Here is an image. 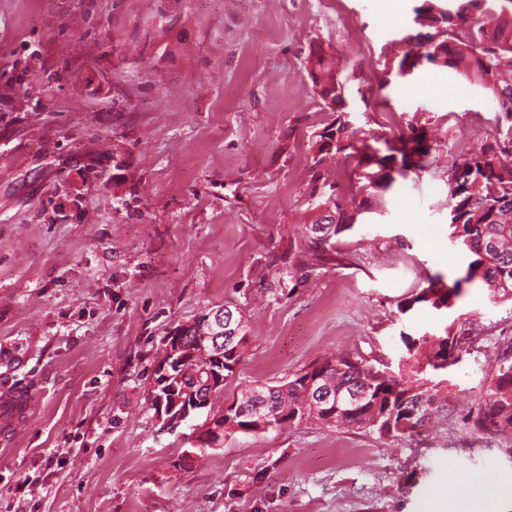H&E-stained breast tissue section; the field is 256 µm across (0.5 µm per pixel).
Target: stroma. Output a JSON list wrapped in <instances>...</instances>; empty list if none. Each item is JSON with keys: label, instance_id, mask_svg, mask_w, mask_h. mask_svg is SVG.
Returning <instances> with one entry per match:
<instances>
[{"label": "stroma", "instance_id": "obj_1", "mask_svg": "<svg viewBox=\"0 0 512 512\" xmlns=\"http://www.w3.org/2000/svg\"><path fill=\"white\" fill-rule=\"evenodd\" d=\"M422 3L0 0V388L28 400L0 432V512H512V438L465 421L512 344V301L479 285L451 313L477 341L419 434L303 423L188 458L146 400L163 336L216 305L248 319L228 400L331 354L395 371L402 334L440 331L397 304L464 274L448 174L497 105L424 59L387 75ZM313 51L347 64L354 144L412 123L432 148L358 214L343 266L304 278L280 258L305 245L310 143L333 118Z\"/></svg>", "mask_w": 512, "mask_h": 512}]
</instances>
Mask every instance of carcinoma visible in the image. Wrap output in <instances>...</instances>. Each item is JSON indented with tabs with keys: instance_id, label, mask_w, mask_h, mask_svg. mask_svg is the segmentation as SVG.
I'll return each mask as SVG.
<instances>
[{
	"instance_id": "1",
	"label": "carcinoma",
	"mask_w": 512,
	"mask_h": 512,
	"mask_svg": "<svg viewBox=\"0 0 512 512\" xmlns=\"http://www.w3.org/2000/svg\"><path fill=\"white\" fill-rule=\"evenodd\" d=\"M416 14L434 29L415 36L417 44L424 48L422 56L489 91L498 103V111L493 138L464 155L448 176L449 227L472 254L465 277L447 285L443 276L435 275L426 287L399 302L398 309L406 313L416 305H425L444 313L457 305L464 282L481 284L492 299L512 300V0H498L496 4L493 0H448L445 7L440 0H424ZM306 63L325 107L333 111L335 118L314 135L311 143L313 175L309 197L314 218L301 228L311 262L288 252V267L304 277L327 265H342L336 237L356 224L355 214L342 204L339 183L329 181L323 173V164L331 152L342 153L351 148L358 155V166L363 168L358 191L366 194L359 206L365 208L370 206L369 198L391 187L392 172L402 175L423 169V157L430 152L424 132L413 127L410 134H402L396 143L387 145V154L382 156L367 143L357 148L348 142L346 113L336 110L344 93L342 82L323 56L312 54ZM181 338L180 357L171 362L168 376L163 378L160 370H155L147 400L153 401V386L163 378L170 394L184 398L180 408L193 403L211 404L224 392L227 379L245 358L249 337L224 351L221 360L211 358L206 343L192 329H184ZM466 338V331L455 329L452 323L438 335L402 338L412 373L408 380L382 372L361 355L338 354L312 363L308 368L327 372L336 391L363 388L367 398L354 406L342 401L336 404L332 423L322 410H311L299 418L287 414L283 422L288 426L304 422L343 425L391 438L408 430L414 432L438 410L439 383L433 376L459 360ZM306 369L280 385H264L268 411L282 412L284 406L305 400L309 376ZM213 415L212 423L204 421L192 429L198 434L201 454L238 433L228 426L216 433L211 424L220 422L219 412ZM469 420L474 432L512 434L511 346L496 356L484 395L470 409Z\"/></svg>"
}]
</instances>
